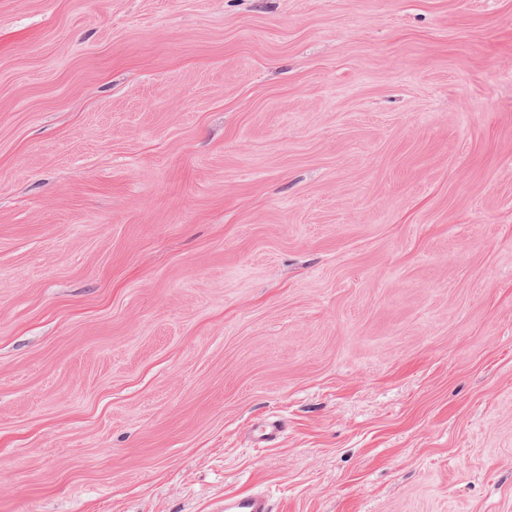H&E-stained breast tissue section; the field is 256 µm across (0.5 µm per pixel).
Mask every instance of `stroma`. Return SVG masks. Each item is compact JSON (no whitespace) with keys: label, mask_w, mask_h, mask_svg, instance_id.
<instances>
[{"label":"stroma","mask_w":512,"mask_h":512,"mask_svg":"<svg viewBox=\"0 0 512 512\" xmlns=\"http://www.w3.org/2000/svg\"><path fill=\"white\" fill-rule=\"evenodd\" d=\"M252 491L512 512V0H0V512Z\"/></svg>","instance_id":"stroma-1"}]
</instances>
